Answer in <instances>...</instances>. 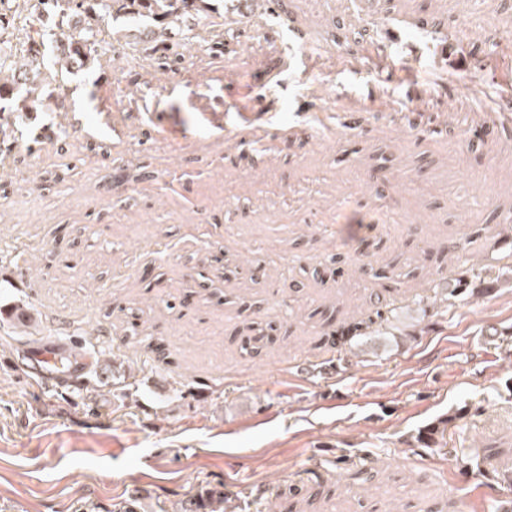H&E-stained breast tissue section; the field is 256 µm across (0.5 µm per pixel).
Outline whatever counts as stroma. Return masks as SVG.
<instances>
[{"label": "stroma", "instance_id": "35a3bbf8", "mask_svg": "<svg viewBox=\"0 0 512 512\" xmlns=\"http://www.w3.org/2000/svg\"><path fill=\"white\" fill-rule=\"evenodd\" d=\"M211 4L177 50L214 112L272 114L264 149L210 143L175 102L170 122L194 133L183 154L145 121L129 143L76 129L0 178V512H187L214 489L235 512H502L512 490L455 457L512 470V288L452 305L434 288L451 266L512 274V255L441 251L487 225L512 235V141L475 154L417 139L404 115L495 123L512 69L481 48L512 36V0H288L246 19ZM340 18L369 39L335 42ZM296 30L324 51L288 53ZM101 37L125 107L166 82L146 33ZM453 57L448 90L434 73ZM280 68L284 85L252 98ZM417 169L422 191L403 181ZM353 212L369 261L403 275L354 354L324 338L376 286L336 236ZM37 336L93 355L89 385L42 388ZM445 416L438 446L407 443Z\"/></svg>", "mask_w": 512, "mask_h": 512}]
</instances>
